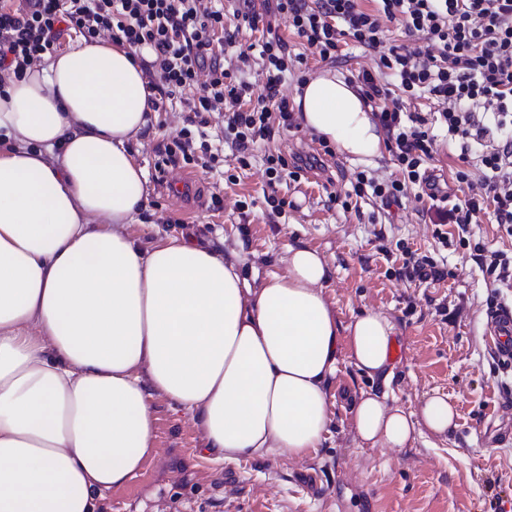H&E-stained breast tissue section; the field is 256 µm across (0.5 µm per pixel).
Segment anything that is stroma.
Masks as SVG:
<instances>
[{
  "label": "stroma",
  "instance_id": "stroma-1",
  "mask_svg": "<svg viewBox=\"0 0 512 512\" xmlns=\"http://www.w3.org/2000/svg\"><path fill=\"white\" fill-rule=\"evenodd\" d=\"M295 75L283 87L293 94L299 77L331 70L345 76L371 68L370 54L341 45L340 64L317 60L301 46ZM189 116L186 99L163 100L142 138L131 147L145 174L147 203L130 232L142 246L161 237H190L223 247L225 256L244 258L252 286L287 271L288 248L318 250L330 274L326 300L341 325L365 310L382 313L396 326L403 354L390 380L370 378L340 355L328 383L333 416L320 448L296 457L276 450L221 463L206 456L203 429L161 394H153L156 442L139 475L104 491L98 512H502L501 496L512 485V439L487 437L490 427L512 421V393L502 386L512 370L491 357L483 323L492 295L490 278L458 245L448 225L449 246L424 223L416 199L403 200L392 214L368 201L350 209L329 203L328 195L350 191L357 167L346 154L281 184L290 206L278 223H268L261 162L239 171L236 185L224 183L221 169L201 179L205 200L222 198L220 210L205 203L191 209L176 203L157 184L159 144L176 135ZM249 209L238 210V200ZM405 245L418 254L446 260L449 276L439 283L390 277L386 251ZM386 395L388 402L418 410L436 393L458 411L457 425L436 435L417 427L406 448L390 450L363 442L352 422L361 393Z\"/></svg>",
  "mask_w": 512,
  "mask_h": 512
}]
</instances>
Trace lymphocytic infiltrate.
<instances>
[{
  "mask_svg": "<svg viewBox=\"0 0 512 512\" xmlns=\"http://www.w3.org/2000/svg\"><path fill=\"white\" fill-rule=\"evenodd\" d=\"M254 0H237L226 13L216 0H0V69L22 74L34 61L56 51L64 30L95 40L102 32L135 52L149 51L141 69L151 90L163 97L190 96L195 119L223 110L224 141L239 167L262 155L269 191L268 221L283 213L285 199L276 188L298 179L287 159L267 151L277 130L299 128L282 87L293 68L287 41L267 32L259 52L265 78L254 94L243 75L248 56L225 66L216 39L234 44L242 29H257ZM264 0L267 10L287 15L291 33L320 60L338 62L339 45L373 51L376 70H362L350 84L370 107L395 171L355 174L356 196L385 209L414 191L429 200L421 211L434 235L447 242L445 225L458 229L460 245L471 246L474 262L498 288H512V256L470 242L469 227L492 212L499 228L512 237V0ZM399 25L404 42L391 40ZM426 42L410 48L409 39ZM426 99L435 120L413 109ZM439 122L460 147L457 183L465 198L442 193L429 163L437 151L431 127Z\"/></svg>",
  "mask_w": 512,
  "mask_h": 512,
  "instance_id": "f902f5d3",
  "label": "lymphocytic infiltrate"
}]
</instances>
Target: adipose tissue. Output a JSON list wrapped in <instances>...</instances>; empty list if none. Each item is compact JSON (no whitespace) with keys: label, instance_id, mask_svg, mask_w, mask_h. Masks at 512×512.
Segmentation results:
<instances>
[{"label":"adipose tissue","instance_id":"1","mask_svg":"<svg viewBox=\"0 0 512 512\" xmlns=\"http://www.w3.org/2000/svg\"><path fill=\"white\" fill-rule=\"evenodd\" d=\"M146 83L132 50L81 38L0 86V512H96L154 450L153 394L235 462L319 447L340 353L392 375L395 325L368 310L340 327L319 251L289 247L286 273L254 289L213 244L145 249L130 234L147 201L127 148L149 122ZM294 103L340 152L378 155L344 77L308 80ZM455 416L440 394L416 412L370 392L353 406L363 441L390 449L420 424L445 434Z\"/></svg>","mask_w":512,"mask_h":512}]
</instances>
